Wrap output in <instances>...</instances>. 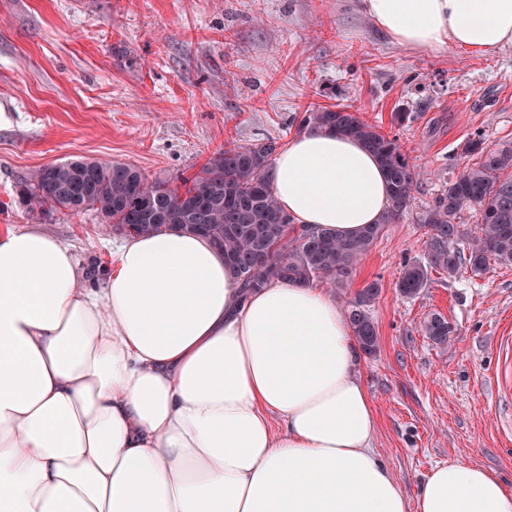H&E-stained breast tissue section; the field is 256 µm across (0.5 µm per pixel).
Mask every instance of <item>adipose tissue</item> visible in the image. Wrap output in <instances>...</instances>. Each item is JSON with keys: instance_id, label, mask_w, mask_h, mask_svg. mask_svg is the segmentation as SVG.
<instances>
[{"instance_id": "obj_1", "label": "adipose tissue", "mask_w": 512, "mask_h": 512, "mask_svg": "<svg viewBox=\"0 0 512 512\" xmlns=\"http://www.w3.org/2000/svg\"><path fill=\"white\" fill-rule=\"evenodd\" d=\"M404 48L491 55L512 0H360ZM270 184L296 225L352 236L389 205L355 139L303 133ZM342 307L310 283L244 291L205 236L132 235L92 286L69 245L0 230V512H512L476 464L408 497Z\"/></svg>"}]
</instances>
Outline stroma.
I'll return each mask as SVG.
<instances>
[{
  "mask_svg": "<svg viewBox=\"0 0 512 512\" xmlns=\"http://www.w3.org/2000/svg\"><path fill=\"white\" fill-rule=\"evenodd\" d=\"M331 105L398 136L422 172L421 208L457 175L470 138L512 141V45L490 57L403 48L359 0H0V227L39 228L103 276L117 232L93 209L29 216L19 189L33 171L102 159L173 182L227 145L287 146L295 116ZM424 233L409 215L388 225L332 291L344 304L380 286L370 308L379 347L358 355L375 453L411 497L449 460L512 488V441L496 426L498 411H512V386L491 385L499 338L512 331V264L434 272L403 297L396 284L406 260L423 258ZM433 314L452 325L450 345L422 335Z\"/></svg>",
  "mask_w": 512,
  "mask_h": 512,
  "instance_id": "obj_1",
  "label": "stroma"
}]
</instances>
